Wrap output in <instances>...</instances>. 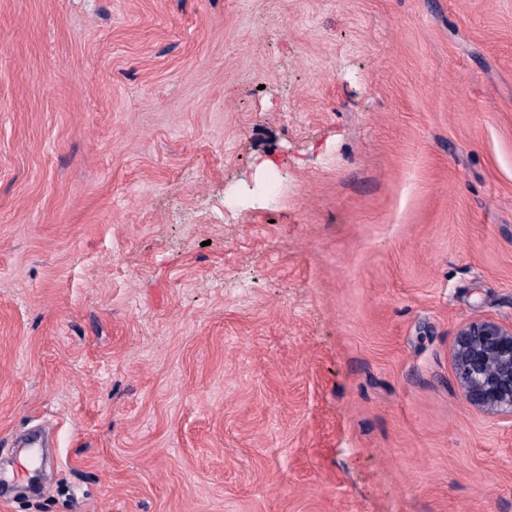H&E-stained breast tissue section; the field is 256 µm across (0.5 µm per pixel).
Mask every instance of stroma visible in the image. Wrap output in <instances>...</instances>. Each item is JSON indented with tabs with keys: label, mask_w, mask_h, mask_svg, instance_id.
I'll use <instances>...</instances> for the list:
<instances>
[{
	"label": "stroma",
	"mask_w": 512,
	"mask_h": 512,
	"mask_svg": "<svg viewBox=\"0 0 512 512\" xmlns=\"http://www.w3.org/2000/svg\"><path fill=\"white\" fill-rule=\"evenodd\" d=\"M479 318L512 0H0V512H512ZM453 365L472 408L512 421V323L475 319L463 324L454 340Z\"/></svg>",
	"instance_id": "obj_1"
}]
</instances>
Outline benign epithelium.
Returning <instances> with one entry per match:
<instances>
[{
  "label": "benign epithelium",
  "mask_w": 512,
  "mask_h": 512,
  "mask_svg": "<svg viewBox=\"0 0 512 512\" xmlns=\"http://www.w3.org/2000/svg\"><path fill=\"white\" fill-rule=\"evenodd\" d=\"M456 382L475 410L512 421V323L475 319L456 333Z\"/></svg>",
  "instance_id": "benign-epithelium-1"
}]
</instances>
